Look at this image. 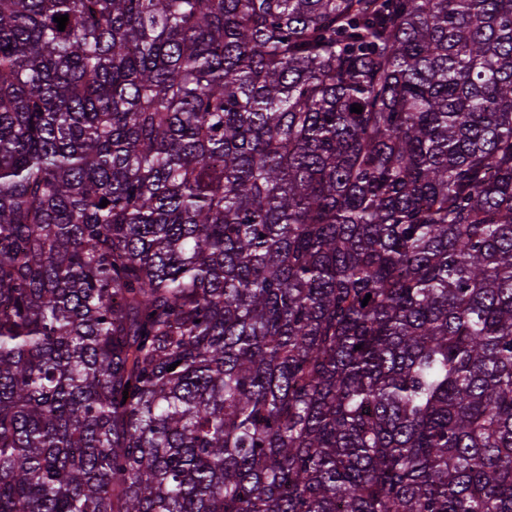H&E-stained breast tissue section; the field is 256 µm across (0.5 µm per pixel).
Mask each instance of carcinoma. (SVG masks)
<instances>
[{
	"label": "carcinoma",
	"instance_id": "obj_1",
	"mask_svg": "<svg viewBox=\"0 0 512 512\" xmlns=\"http://www.w3.org/2000/svg\"><path fill=\"white\" fill-rule=\"evenodd\" d=\"M0 512H512V0H0Z\"/></svg>",
	"mask_w": 512,
	"mask_h": 512
}]
</instances>
